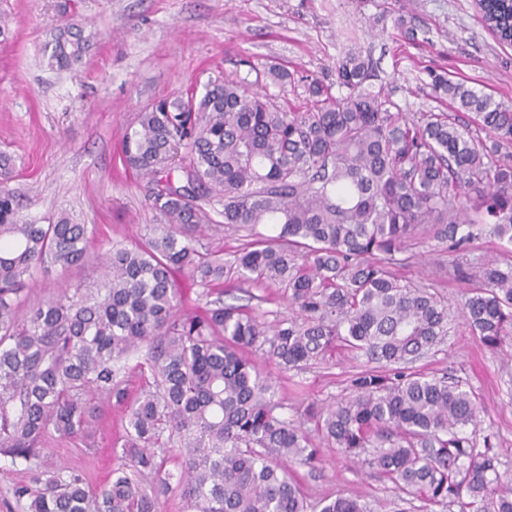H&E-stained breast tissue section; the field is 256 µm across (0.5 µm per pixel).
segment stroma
I'll list each match as a JSON object with an SVG mask.
<instances>
[{"instance_id":"35a3bbf8","label":"stroma","mask_w":512,"mask_h":512,"mask_svg":"<svg viewBox=\"0 0 512 512\" xmlns=\"http://www.w3.org/2000/svg\"><path fill=\"white\" fill-rule=\"evenodd\" d=\"M69 4L90 44L80 65L59 71L49 66L45 48ZM403 6L416 40L394 25ZM0 16L10 30L0 42V152L15 160L7 187L23 221L65 216L93 226L94 255L142 237L160 221L147 206L146 179L123 166L125 129L148 105L215 73L243 75L247 63L276 62L293 79L268 86V93L278 105L301 109L309 82L327 80L337 60L356 50L372 63V86L408 114L449 111V103L432 96V70L512 99V46L487 29L474 0H0ZM419 251L398 276L443 288L455 317L445 344L415 367L475 392L484 411L467 434L476 448L496 454L499 471L512 474V345L491 349L458 319L469 283L455 278L453 268L464 255L435 241ZM102 280L93 261L52 268L37 274L31 297L94 288ZM262 369L292 417L309 402L332 405L346 397L359 364L337 350L299 370L268 362ZM99 410L95 453L65 439L47 444L54 459L81 469L94 486L110 479L125 429L119 407L103 401ZM289 471L314 499L358 494L378 512H391L400 495L335 448L323 449L316 468L293 464Z\"/></svg>"}]
</instances>
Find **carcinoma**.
Returning <instances> with one entry per match:
<instances>
[{"instance_id":"obj_1","label":"carcinoma","mask_w":512,"mask_h":512,"mask_svg":"<svg viewBox=\"0 0 512 512\" xmlns=\"http://www.w3.org/2000/svg\"><path fill=\"white\" fill-rule=\"evenodd\" d=\"M484 19L512 39L509 0H491ZM87 46L68 22L48 64L68 70ZM251 71L210 76L125 130L123 162L149 178L163 223L109 248L94 292L29 299L36 271L88 259L93 230L23 222L0 188V456L28 474L13 497L25 512H156L178 443L187 512H376L360 496L313 504L288 473L319 458L310 423L405 503L512 512V479L465 435L482 409L473 391L411 367L448 336V296L397 276L426 239L450 252L496 240L498 258L457 268L471 284L460 317L493 349L512 341V104L433 70V97L458 111L411 118L366 86L369 60L350 51L335 66L342 94L315 79L310 104L287 111L266 88L291 74L273 62ZM224 228L241 234L230 253L210 242ZM182 275L218 298L180 313ZM251 287L279 289L288 317L257 315ZM142 345L144 385L130 403L121 360ZM338 347L361 361L350 394L297 421L249 358L295 370ZM95 394L127 422L97 488L44 452L52 437L92 450Z\"/></svg>"}]
</instances>
